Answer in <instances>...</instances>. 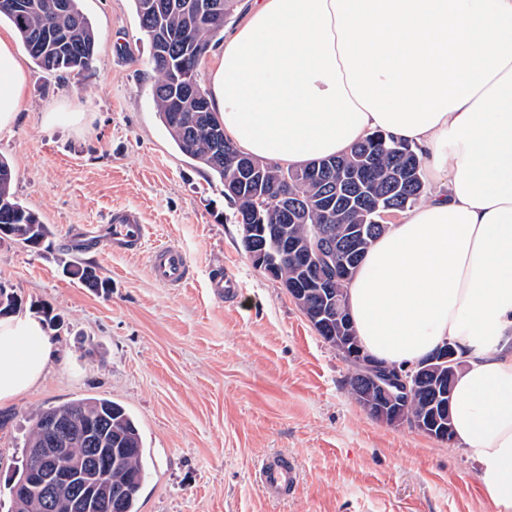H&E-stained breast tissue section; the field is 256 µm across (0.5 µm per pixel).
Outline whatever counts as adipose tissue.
Instances as JSON below:
<instances>
[{
  "mask_svg": "<svg viewBox=\"0 0 512 512\" xmlns=\"http://www.w3.org/2000/svg\"><path fill=\"white\" fill-rule=\"evenodd\" d=\"M20 57L0 34V136L19 115ZM208 98L241 151L283 167L376 131L419 150L437 189L371 245L351 318L367 353L396 366L456 344L454 438L512 512V0H252ZM54 357L39 319L0 318V406Z\"/></svg>",
  "mask_w": 512,
  "mask_h": 512,
  "instance_id": "adipose-tissue-1",
  "label": "adipose tissue"
}]
</instances>
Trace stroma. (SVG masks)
Returning <instances> with one entry per match:
<instances>
[{
  "label": "stroma",
  "mask_w": 512,
  "mask_h": 512,
  "mask_svg": "<svg viewBox=\"0 0 512 512\" xmlns=\"http://www.w3.org/2000/svg\"><path fill=\"white\" fill-rule=\"evenodd\" d=\"M80 8L97 35L91 69L48 73L24 57L19 119L0 138L17 197L49 229L37 248L0 239V285L18 314L49 308L63 319L48 330L57 356L44 377L0 408V500L32 414L107 398L131 413L146 450L138 512H497L457 443L365 412L351 366L252 265L222 182L177 149L155 108L132 0ZM53 111L59 120L44 123ZM119 209L141 214L149 246L182 248L194 271L184 287L156 283L146 250L78 246L85 225ZM67 263L96 266L110 293L82 287ZM226 267L242 286L233 305L208 279ZM272 456L298 472L282 500L255 478Z\"/></svg>",
  "instance_id": "stroma-1"
}]
</instances>
